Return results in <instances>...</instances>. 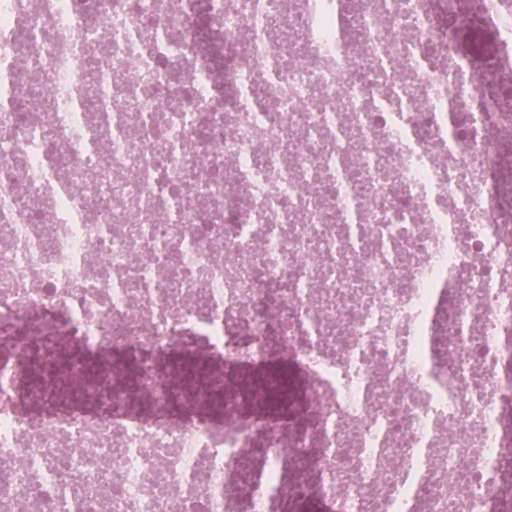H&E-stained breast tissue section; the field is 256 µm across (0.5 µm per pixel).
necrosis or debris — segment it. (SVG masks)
Instances as JSON below:
<instances>
[{"instance_id":"1","label":"necrosis or debris","mask_w":512,"mask_h":512,"mask_svg":"<svg viewBox=\"0 0 512 512\" xmlns=\"http://www.w3.org/2000/svg\"><path fill=\"white\" fill-rule=\"evenodd\" d=\"M457 2L0 0V512H512V0Z\"/></svg>"}]
</instances>
